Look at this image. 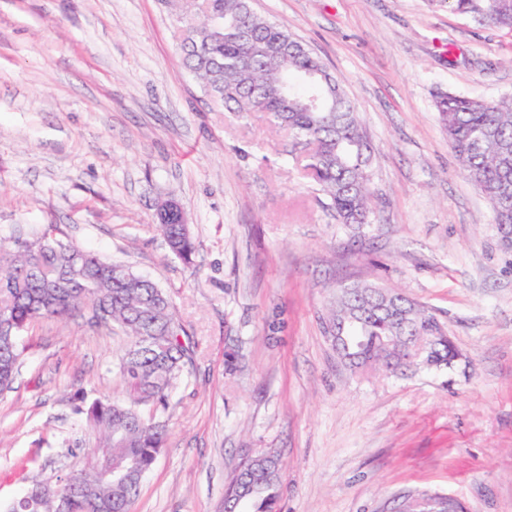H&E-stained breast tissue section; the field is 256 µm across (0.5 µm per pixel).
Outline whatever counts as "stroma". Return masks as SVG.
<instances>
[{
  "mask_svg": "<svg viewBox=\"0 0 512 512\" xmlns=\"http://www.w3.org/2000/svg\"><path fill=\"white\" fill-rule=\"evenodd\" d=\"M252 5L343 78L374 147L377 223L339 224L265 114L203 99L178 0H0V244L55 225L153 281L194 343L134 512H222L241 460L265 448L281 457L282 512H392L421 492L512 512V252L434 107L440 90L512 94V31L435 0ZM169 200L194 266L156 229ZM361 281L437 313L453 366L346 368L318 313ZM19 346L0 393V512L26 470L53 483L83 467L74 389H123L118 327L44 320Z\"/></svg>",
  "mask_w": 512,
  "mask_h": 512,
  "instance_id": "35a3bbf8",
  "label": "stroma"
}]
</instances>
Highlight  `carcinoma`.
<instances>
[{"instance_id":"carcinoma-1","label":"carcinoma","mask_w":512,"mask_h":512,"mask_svg":"<svg viewBox=\"0 0 512 512\" xmlns=\"http://www.w3.org/2000/svg\"><path fill=\"white\" fill-rule=\"evenodd\" d=\"M481 25L512 29V0H440ZM203 15L184 23L186 68L207 98L242 116L266 114L288 131L290 154L347 226L377 223L370 192L373 148L342 80L283 25L258 14L251 0H206ZM434 105L460 173L490 202L503 249L512 251V96L485 101L439 91ZM172 255L193 264L195 245L179 224L157 223ZM47 225L34 240H17L0 272V318L28 327L64 319L84 307L91 320L120 327L128 338L120 378L127 399L85 391L71 399L91 442L105 448L114 473L95 463L59 480L74 490L70 512H129L142 475L168 439L165 411L177 380L193 364V345L172 304L152 281L57 238ZM322 332L340 340L338 358L352 370L404 374L450 367L457 350L426 306L371 282L341 285L320 316ZM18 337L0 335V391L18 373ZM281 478L274 450L238 467L224 491V512H280ZM444 498L403 499L402 512H439ZM52 495L17 499L13 512H57Z\"/></svg>"}]
</instances>
